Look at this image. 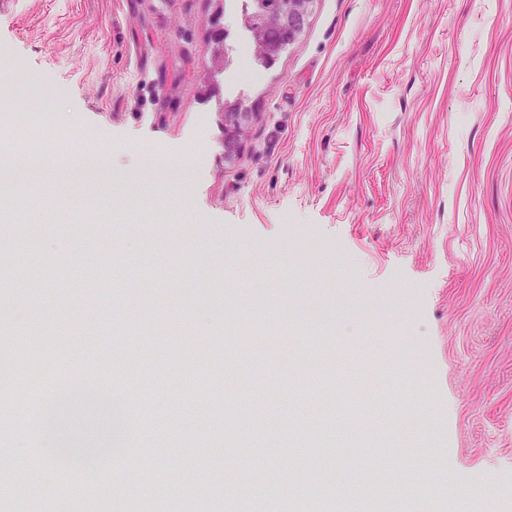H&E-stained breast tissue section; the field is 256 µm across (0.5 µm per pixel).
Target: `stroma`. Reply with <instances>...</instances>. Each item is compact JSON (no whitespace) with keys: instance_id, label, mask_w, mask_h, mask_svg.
I'll use <instances>...</instances> for the list:
<instances>
[{"instance_id":"obj_1","label":"stroma","mask_w":512,"mask_h":512,"mask_svg":"<svg viewBox=\"0 0 512 512\" xmlns=\"http://www.w3.org/2000/svg\"><path fill=\"white\" fill-rule=\"evenodd\" d=\"M210 13L0 10V57L65 91L34 142L112 153L106 177L0 178V312L52 324L58 365L87 380L166 355L133 396L142 421L198 448L180 472L156 460L167 482L229 496L206 467L220 451L231 470L251 458L260 484L287 462L289 497L332 507L337 479L376 494L367 442L386 450L396 512L440 470L448 512H512V0H317L272 67L248 54L205 95ZM237 99L255 116L228 162L222 104ZM142 152L162 168L135 180ZM15 262L40 302L4 284ZM142 268L158 273L147 293ZM76 278L103 294L95 322ZM90 343L103 359L80 357Z\"/></svg>"}]
</instances>
